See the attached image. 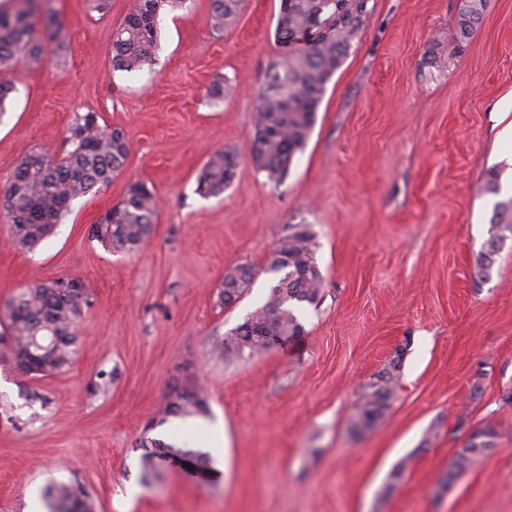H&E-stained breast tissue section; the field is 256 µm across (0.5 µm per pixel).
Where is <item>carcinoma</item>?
Listing matches in <instances>:
<instances>
[{"label":"carcinoma","instance_id":"obj_1","mask_svg":"<svg viewBox=\"0 0 512 512\" xmlns=\"http://www.w3.org/2000/svg\"><path fill=\"white\" fill-rule=\"evenodd\" d=\"M18 7L0 11V70L10 68L20 57L32 68L43 66L48 53L35 37L36 27H53L50 40L63 46L62 28L53 17L37 14L35 0H17ZM185 0H138L136 9L117 29L112 40V68L120 71L151 69L158 64L156 21L167 10L180 8ZM243 0H213L212 20L217 29L233 18ZM282 16L275 38L284 47L269 66L268 81L258 94L256 134L248 152L253 166L269 181L284 182L295 155L301 152L312 133L316 112L327 85L343 65L353 42L368 20L370 0H281ZM486 0H462L459 36L466 40L479 23ZM66 142L69 150L61 158L39 150L16 167L5 190L3 208L8 230L16 246L27 252L52 236L70 209L71 202L107 185L121 173L130 154V141L120 130L100 126L98 116L87 112L76 117ZM238 168V154L219 150L197 175L196 193L219 196L230 186ZM157 201L147 185L129 186L123 200L112 206L92 228V238L113 253H133L150 236ZM492 224L512 234V198L495 202ZM493 235L485 246L490 254L478 260V275H489L498 250ZM314 235L298 225L280 241L270 257V272H284L271 288L267 301L256 308L228 337L217 341L221 356H250L270 350L263 341L274 336L284 341L300 332L293 306L314 303L322 287V275L315 260ZM238 278L224 280L220 298L229 305L239 298L253 278V269H236ZM84 287L76 280H35L7 304L9 323L0 332V356L13 362L25 375L46 377L65 371L76 352L74 327L89 307ZM393 369L366 384L355 406L353 426L371 428L395 398L399 377ZM207 403L193 386L176 384L169 388L162 410L170 415L191 417L206 413ZM141 447L145 469H153L155 459L169 457L207 458L162 440L144 437ZM477 454L464 448L457 452L444 479L452 486ZM51 512H93L89 496L80 484L61 483L47 492Z\"/></svg>","mask_w":512,"mask_h":512}]
</instances>
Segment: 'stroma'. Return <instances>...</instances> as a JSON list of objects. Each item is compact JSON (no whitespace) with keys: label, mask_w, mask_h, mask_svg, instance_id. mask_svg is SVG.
Wrapping results in <instances>:
<instances>
[{"label":"stroma","mask_w":512,"mask_h":512,"mask_svg":"<svg viewBox=\"0 0 512 512\" xmlns=\"http://www.w3.org/2000/svg\"><path fill=\"white\" fill-rule=\"evenodd\" d=\"M373 3L278 186L248 148L282 51L281 0H244L221 30L212 0H187L159 18L158 65L132 72L113 70L112 38L137 0L102 11L47 0L67 38L41 68L7 74L0 193L33 151L63 153L86 112L124 130L131 153L34 253L16 247L0 208V323L34 279L81 281L90 299L66 372L34 378L0 362V512L75 482L94 512H512V237L476 275L493 205L512 197L497 147L512 113V0H487L464 42L460 0ZM218 81L232 87L220 101L209 95ZM220 149L239 152L236 176L221 196H199L197 174ZM135 181L159 200L153 232L139 253L107 252L90 228ZM292 224L314 235L323 276L317 302L295 307L299 336L214 356V341L266 302L270 255ZM244 264L250 287L223 305L225 273ZM393 366L396 399L354 432L363 386ZM187 381L208 415L160 418L169 387ZM215 424L222 466L143 472L142 438L202 451ZM488 425L494 449L442 489ZM467 448L471 447L467 444L462 450L457 452L452 467L445 476L444 489H449L456 478L469 467L475 458L484 455L472 453Z\"/></svg>","instance_id":"35a3bbf8"}]
</instances>
